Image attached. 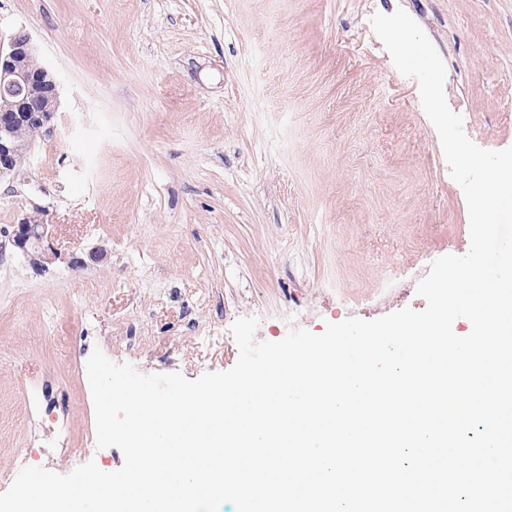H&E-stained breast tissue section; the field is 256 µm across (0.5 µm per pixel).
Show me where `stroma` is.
Returning a JSON list of instances; mask_svg holds the SVG:
<instances>
[{
	"mask_svg": "<svg viewBox=\"0 0 512 512\" xmlns=\"http://www.w3.org/2000/svg\"><path fill=\"white\" fill-rule=\"evenodd\" d=\"M400 8L466 135L512 146V0H0V41L29 32L59 86L54 129L0 179V229L44 209L64 257L0 261V473L21 449L83 464L96 424L75 364L93 349L193 380L236 363L242 316L278 341L425 308L416 286L468 251L469 215L369 22ZM34 386L62 400L67 447L48 426L30 448Z\"/></svg>",
	"mask_w": 512,
	"mask_h": 512,
	"instance_id": "stroma-1",
	"label": "stroma"
}]
</instances>
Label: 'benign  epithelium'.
Returning a JSON list of instances; mask_svg holds the SVG:
<instances>
[{
    "label": "benign epithelium",
    "instance_id": "1",
    "mask_svg": "<svg viewBox=\"0 0 512 512\" xmlns=\"http://www.w3.org/2000/svg\"><path fill=\"white\" fill-rule=\"evenodd\" d=\"M34 56L35 45L24 29L10 36L7 49H0V91L16 98L13 109L0 111V179L15 173L12 158L18 150L13 132L16 124L24 122L37 135L51 127L56 118L57 108L46 109L41 96L47 93L58 99L57 83L47 67L37 71L28 68L27 61ZM3 238L38 272L61 260L50 246L49 224L45 219L38 224H13Z\"/></svg>",
    "mask_w": 512,
    "mask_h": 512
}]
</instances>
